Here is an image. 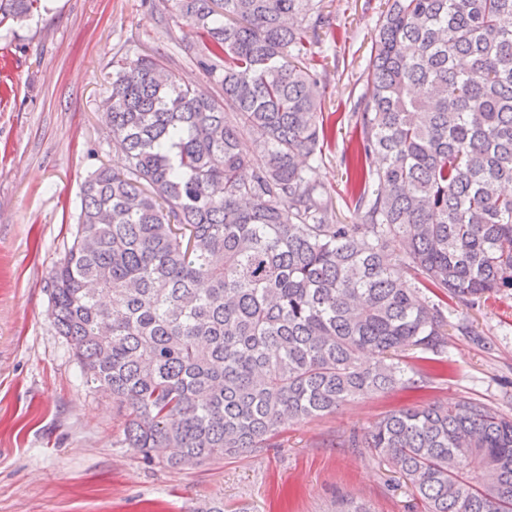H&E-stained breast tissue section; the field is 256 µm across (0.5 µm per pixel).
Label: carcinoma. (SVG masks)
Instances as JSON below:
<instances>
[{
  "label": "carcinoma",
  "instance_id": "obj_1",
  "mask_svg": "<svg viewBox=\"0 0 512 512\" xmlns=\"http://www.w3.org/2000/svg\"><path fill=\"white\" fill-rule=\"evenodd\" d=\"M37 2L0 0V23ZM321 2L162 0L212 91L144 54L102 101L124 166L81 185L50 316L149 462L193 467L419 389L405 354L443 362L448 306L512 289V0H387L345 159L354 224L307 177L327 134ZM347 447L424 512H512V418L478 401L394 411Z\"/></svg>",
  "mask_w": 512,
  "mask_h": 512
}]
</instances>
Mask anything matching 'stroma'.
Wrapping results in <instances>:
<instances>
[{"mask_svg": "<svg viewBox=\"0 0 512 512\" xmlns=\"http://www.w3.org/2000/svg\"><path fill=\"white\" fill-rule=\"evenodd\" d=\"M386 0H323L313 47L328 138L309 179L355 223L344 156ZM196 33L150 0H42L0 24V512H420L368 449L342 447L406 405L472 399L512 417V290L449 311L447 374L417 391L371 392L297 421L269 447L189 469L146 463L48 314L49 276L72 243L80 186L121 166L102 100L123 61L150 53L208 86Z\"/></svg>", "mask_w": 512, "mask_h": 512, "instance_id": "35a3bbf8", "label": "stroma"}]
</instances>
